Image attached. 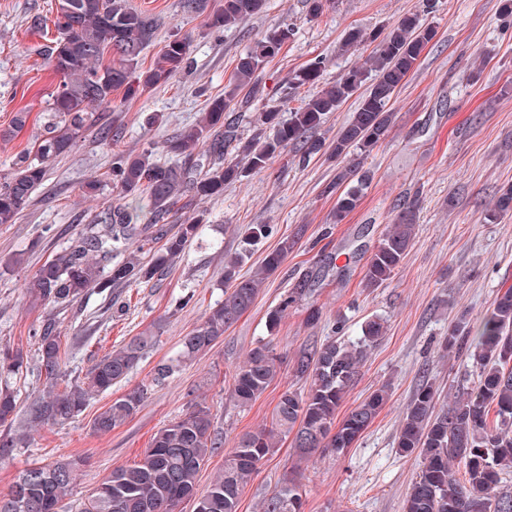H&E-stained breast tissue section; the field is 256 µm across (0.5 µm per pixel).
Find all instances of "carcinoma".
Instances as JSON below:
<instances>
[{"instance_id":"1","label":"carcinoma","mask_w":512,"mask_h":512,"mask_svg":"<svg viewBox=\"0 0 512 512\" xmlns=\"http://www.w3.org/2000/svg\"><path fill=\"white\" fill-rule=\"evenodd\" d=\"M265 0H220L209 15L215 29L239 25L263 12ZM438 0H420V12L401 18L383 32L364 36L348 32L341 51L356 50L364 40L375 44L363 65L349 69L336 82L302 100L288 116L278 109L260 113L270 130L264 137L242 140L232 120V105L239 92L263 95L259 71L280 54L293 36L282 23L265 33L238 59L224 95L210 99L207 112L189 129L167 142V151L180 157L174 165L160 164L147 150L112 165L110 181L130 201L95 216L98 230L79 234L66 250L47 260L27 284L28 293L43 304L66 307L91 290L103 292L115 285L148 282L170 267L187 245L199 236L202 219L169 225L167 220L184 209L188 197L210 198L224 193V185L262 170L274 157L293 147L303 155H315L325 146L315 136L326 116L358 91H363L357 111L332 141L331 153L363 158L385 140L396 116L389 104L421 54L435 37L422 23L421 14L436 11ZM53 24L58 36L49 41L44 55L63 77L49 104L43 131L32 156H22L15 170L0 184V224H13L30 205L42 184L48 164L65 154L73 142L95 126L96 110L112 104L120 89L127 97L168 81L185 64L187 37L169 40L153 67L140 74L136 66L152 41L156 20L129 6L128 0H56ZM322 61L316 59L295 72L290 85L296 90L320 79ZM216 160L228 149L242 162H229L201 171V149ZM369 181L368 172L353 162L336 173L334 223L340 224L360 204ZM419 198L413 196L394 207L390 229L366 266L363 284L378 288L390 280L402 263L415 236ZM493 215L512 212V185L499 190ZM157 244L150 261L137 258L110 268L100 258L117 251L130 240ZM296 241L284 238L252 271L240 273L247 253L224 259V298L181 341L180 360H193L214 346L224 333L253 305L260 285L278 271ZM308 292L296 288L267 317L274 332L293 298ZM377 318L362 323L360 332L342 341L329 339L303 347L293 359L295 376L307 383L303 392L287 389L280 395L271 426L242 434L224 456V471L208 488L198 492L196 477L202 465L224 441L212 433L208 407L193 400L179 418L160 428L150 448L131 465L112 470L83 503L80 512H176L183 495L202 498V512H238L240 493L258 466L279 450L282 436L293 434L291 448L298 461L313 455L341 456L354 447L386 405L389 386L372 392L343 417L337 411L354 386L368 351L383 337ZM143 332L99 359L83 383L56 389L61 377L59 337L45 329L38 336L40 373L50 390L31 410L27 426L62 425L86 408L90 395L105 392L125 380L154 344ZM470 351L478 370L470 390L456 396L445 408L436 409V391L429 383L416 390L395 444L399 454L420 459V471L404 500V512H512V489L503 475L512 470V288L501 291L492 312L471 327L460 317L448 329L442 350ZM281 357L272 343L258 342L232 373V396L240 407L256 401L276 377ZM21 348L0 350V371L18 374L27 367ZM171 362H160L150 382L112 401L93 419V428L108 433L130 419L147 398L149 388L163 384L175 371ZM16 419V399L9 387H0V460L18 446L9 433ZM81 460L57 459L23 470L8 492L0 495V512H61L72 489ZM24 506L5 510L16 489ZM263 512H301L302 494L294 481L264 499Z\"/></svg>"}]
</instances>
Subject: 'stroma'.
Wrapping results in <instances>:
<instances>
[{"mask_svg": "<svg viewBox=\"0 0 512 512\" xmlns=\"http://www.w3.org/2000/svg\"><path fill=\"white\" fill-rule=\"evenodd\" d=\"M129 3L159 20L156 37L140 56V70L153 66L174 34L190 37L189 63L133 99L115 92L111 106L97 114L98 127H112L113 137L86 132L48 166L16 223L0 224V348H20L30 357L27 369L8 378L17 402L12 431L22 441L0 461V493L34 462L80 458L84 464L63 502L66 512H77L113 468L140 458L191 397L209 407L215 433L232 447L240 434L270 425L285 389H305V380L292 370L300 347L336 336L338 319H346L355 332L377 315L384 320L383 338L369 351L340 410L348 412L386 383L390 395L383 410L338 458L318 455L297 464L289 439H282L279 451L244 487L239 512H260L262 501L291 479L302 492L303 512H402L420 466L419 458L401 456L395 448L403 414L422 382L437 389L441 407L459 389L473 386L477 372L468 352L441 354V342L460 315L478 323L498 293L512 287V214H490L496 192L512 184V27L500 20L499 0H440L437 12L427 16L437 35L391 100L396 124L362 159L369 184L342 223L330 220L336 198L326 188L344 159L324 150L303 162L289 150L263 170L226 185L223 195L192 200L180 210L178 222L200 215L206 227L163 276L92 291L64 308L36 303L25 285L41 265L68 248L96 214L123 204L122 194L106 179L113 162L150 147L156 159L172 162L166 140L198 122L208 98L223 94L238 57L266 31L285 22L294 36L260 72L264 100L236 105L238 135L244 139L263 133L259 115L266 107L285 110L312 95L306 85L291 89L296 70L323 59L320 81L327 84L364 62L370 46L351 54L340 50L350 29H384L419 9V0H336L335 8L313 20L307 0H267L260 15L217 32L209 29L206 15L186 12L183 0ZM54 17L55 0H0V129L9 128L16 113L28 115L21 131L0 139V181L20 155L31 151L60 82L41 54L55 36ZM473 69L480 73L474 81L468 78ZM155 114L162 115V123L150 124ZM94 180L99 191L86 193ZM413 195L419 198L418 221L406 257L381 287L364 288L363 271L394 205ZM254 224L270 225L273 232L252 247L244 271L281 239L296 244L252 307L209 351L152 387L132 418L111 432H95L94 416L146 382L157 363L176 359L181 338L223 299L224 257L241 248L245 230ZM302 282L309 294L295 299L277 331L268 332V312ZM311 307L321 312L313 324L306 321ZM47 323L60 336L65 383L84 379L102 356L143 331H153L156 343L126 380L93 393L72 421L31 432L25 419L46 391L35 362L36 334ZM266 337L281 357V370L251 406L238 407L230 376Z\"/></svg>", "mask_w": 512, "mask_h": 512, "instance_id": "35a3bbf8", "label": "stroma"}]
</instances>
